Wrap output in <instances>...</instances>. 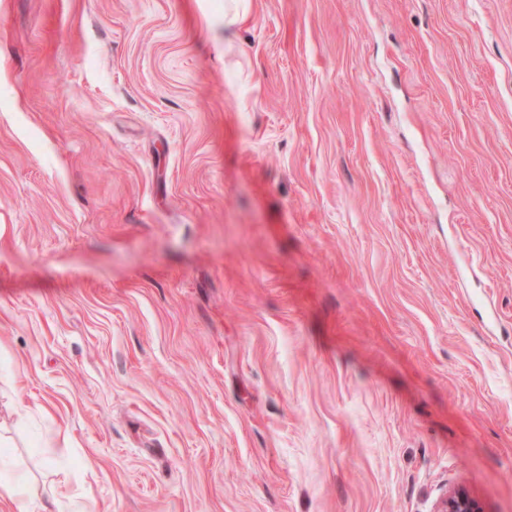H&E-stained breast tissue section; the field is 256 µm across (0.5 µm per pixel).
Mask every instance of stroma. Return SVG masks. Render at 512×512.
Segmentation results:
<instances>
[{
  "mask_svg": "<svg viewBox=\"0 0 512 512\" xmlns=\"http://www.w3.org/2000/svg\"><path fill=\"white\" fill-rule=\"evenodd\" d=\"M512 512V0H0V512ZM252 1L229 0L224 2V43L234 38L238 25L251 9ZM434 512H483L478 500L466 489L447 490L436 504Z\"/></svg>",
  "mask_w": 512,
  "mask_h": 512,
  "instance_id": "stroma-1",
  "label": "stroma"
}]
</instances>
